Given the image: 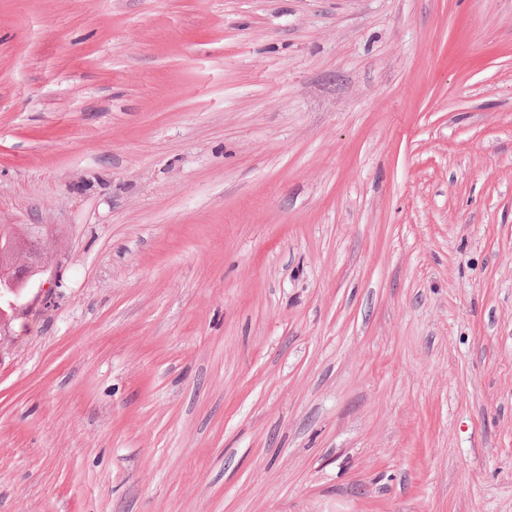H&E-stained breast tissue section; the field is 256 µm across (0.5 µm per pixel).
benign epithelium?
I'll list each match as a JSON object with an SVG mask.
<instances>
[{
  "label": "benign epithelium",
  "instance_id": "benign-epithelium-1",
  "mask_svg": "<svg viewBox=\"0 0 512 512\" xmlns=\"http://www.w3.org/2000/svg\"><path fill=\"white\" fill-rule=\"evenodd\" d=\"M49 268L45 243L34 232L18 236L12 244L0 247V301L11 309L12 316L23 311L20 300L31 279Z\"/></svg>",
  "mask_w": 512,
  "mask_h": 512
}]
</instances>
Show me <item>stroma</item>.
<instances>
[{
	"instance_id": "1",
	"label": "stroma",
	"mask_w": 512,
	"mask_h": 512,
	"mask_svg": "<svg viewBox=\"0 0 512 512\" xmlns=\"http://www.w3.org/2000/svg\"><path fill=\"white\" fill-rule=\"evenodd\" d=\"M0 512H512V0H0ZM50 268L45 243L31 232L14 238L9 246L0 247V301L11 310L8 316L15 318L23 311L20 304L24 290L31 279Z\"/></svg>"
}]
</instances>
